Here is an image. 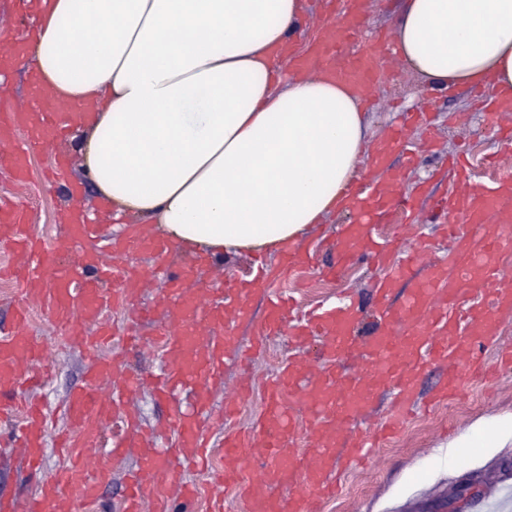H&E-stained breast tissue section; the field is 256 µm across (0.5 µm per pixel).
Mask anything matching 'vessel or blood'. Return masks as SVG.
I'll return each mask as SVG.
<instances>
[{
    "label": "vessel or blood",
    "instance_id": "1",
    "mask_svg": "<svg viewBox=\"0 0 512 512\" xmlns=\"http://www.w3.org/2000/svg\"><path fill=\"white\" fill-rule=\"evenodd\" d=\"M361 0H336V17L330 33L310 50L295 57L297 69L311 70L330 58L340 60L337 78L360 86H372L384 78L383 60L391 51L387 41L363 42ZM72 112L0 113V141L18 136L55 137L70 127ZM5 162L18 181L28 180L30 160L23 148H15ZM391 194L383 186L348 184L342 206L354 212V223L342 226L332 243L336 263L328 270L337 276L355 262L368 260L378 275L372 286V305L362 313L354 302L306 316L288 317L285 301L278 296L268 301L267 315L259 328L261 335L278 334L290 327L305 339L326 340L323 355L311 371L294 361L284 363L267 386L265 408L252 427L224 435V464L215 471L217 485L235 482L243 462H259L258 480L241 485L242 512H323L324 503L334 497L337 483L330 476L338 467L354 469L366 465L375 448L414 414V394L422 376L439 362L448 366V378L436 393L437 400H452L465 379L483 377L484 347L498 338L504 316L512 314V287L501 284V272L512 269V169L500 173L497 182L481 190H466L454 183L447 201L439 203L432 217L452 242L420 277L416 269L424 250L405 253L392 260L386 238L376 227L396 223L390 205ZM100 230L79 216L65 219V232L51 245L34 235L21 211L0 207V244L23 253L20 265L0 267V278L14 280L21 288L22 308L15 315L16 331L0 338V415L10 414L18 394L39 384L42 350L28 335L29 307H38L65 333L67 342L96 351L111 336L106 313L114 307L128 312L123 329L127 342L141 344L138 328L147 312L136 303L139 290L134 274L124 273L119 288H100L101 280L116 273L119 261L129 255L152 256L157 270L165 271L173 242L145 233L141 225L126 224L117 238L98 249ZM196 275L195 264L167 275L162 301L176 313L175 325H159L153 343L162 348L168 362L157 390L167 394L177 389H197L193 411L173 408L169 425L175 445L162 452L145 453L130 478V490L121 512H171L174 498L193 503L196 491L178 484L181 470L203 463L210 445L202 426L209 420L207 385L217 384L224 362L240 356L241 350L225 326L248 319L249 295L235 280L223 287L201 293L189 292L186 284ZM411 288L402 305L392 306L388 298L398 283ZM369 317L373 331L363 344L355 342V328ZM356 358L367 371L351 376L339 371L340 362ZM112 395L102 398L103 385ZM136 385L114 358L97 355L86 385L73 393L67 407L71 424L58 437V445L70 449L73 461L51 476L39 494L23 507L0 500V512H73L77 505L95 503L106 467L89 469L86 451L74 448L72 436L91 441L107 416L135 424L136 416L127 394ZM382 386L393 394L391 406L374 427L351 431L373 393ZM306 414V432L315 438L312 448L294 450L297 431L293 409ZM44 415L29 407L21 427L24 461L40 469L45 450Z\"/></svg>",
    "mask_w": 512,
    "mask_h": 512
}]
</instances>
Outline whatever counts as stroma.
Masks as SVG:
<instances>
[{
    "label": "stroma",
    "instance_id": "obj_1",
    "mask_svg": "<svg viewBox=\"0 0 512 512\" xmlns=\"http://www.w3.org/2000/svg\"><path fill=\"white\" fill-rule=\"evenodd\" d=\"M362 2L364 32L394 31L404 11V0ZM474 95V90L467 88L432 90L399 59H392L385 82L364 107L370 141L382 140L388 128L399 122L404 113L421 111L427 105L432 108L431 129L426 133L408 129L407 147L391 150L385 169L374 168L372 154H365L359 164L358 177L370 181L385 172L398 174L401 177L398 193L414 194L417 187H424L425 193L417 196L416 207L427 211L431 208L432 197L445 195L453 184V175L446 172L449 156L465 153L470 157L475 184L490 185L499 167L512 166V155L505 153L496 130L486 124ZM81 139V133L73 130L56 142L52 152L31 149V178L25 183L16 181L0 165V202H9L25 211L36 235L48 239L58 236L62 231V214L73 210L93 214L95 223L102 227L103 236H111L116 229L108 205L82 174ZM59 153L65 154L68 160L65 180L54 185L41 184V173ZM351 221V215L332 214L324 223L312 225L298 241L303 265L288 282L278 286L280 291L295 299L298 310L328 305L340 291L354 296L358 304L369 303V288L375 272L367 262L353 264L335 281L323 276L325 267L334 260L328 238L338 227ZM276 260L273 252L262 255L242 252L211 256L198 265V276L191 284L193 290L219 287L221 280L227 277L250 283L253 319L248 323H234L231 328L233 336L243 344H250L257 336L265 317L266 291L273 286L271 281L255 280L256 268L262 265L274 270ZM127 264L138 271L142 280L140 305L154 311L153 322L141 329L142 335L147 337L152 335L155 324L170 318L169 310L160 303L163 285L153 276V263L149 258L133 255ZM29 334L50 355L47 379L42 387L30 392L29 397L45 405L50 417L51 438L46 442L45 472L41 475L25 470L15 449L0 447V496L20 504L39 491L44 475L53 474L65 465L66 457L56 447L53 436L67 429L68 422L63 414L65 399L84 386L90 365L85 350L66 343L60 330L51 325L43 313L33 312ZM319 348V338H310L306 345L298 347L284 332L270 337L264 350L253 357L248 367L227 365L223 388L212 392L215 408H223L226 390L243 377H250L251 387L240 400L233 421L214 418L210 430L212 444L221 445L226 430L248 429L260 416L266 383L282 362L291 357L316 356ZM131 400L141 416L144 431L159 429L158 447L173 444L174 436L165 431L164 423L172 405L189 404V396L182 392L171 400L158 399L150 388L143 387ZM504 421H512V372L501 373L487 383L467 384L452 403L417 413L402 431L379 449L367 469L347 476L342 494L327 503L324 512H438L447 502L452 505L451 512H512V434L502 435L491 451L459 445L462 436ZM123 433L122 423L115 419L105 423L94 440L97 450L94 460L109 469L110 477L100 487L99 500L79 508L78 512H120L126 475L139 461V451L135 448L123 458L110 456L113 439ZM467 477L475 479L476 491L459 495L458 485Z\"/></svg>",
    "mask_w": 512,
    "mask_h": 512
}]
</instances>
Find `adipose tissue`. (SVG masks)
<instances>
[{
	"label": "adipose tissue",
	"instance_id": "obj_1",
	"mask_svg": "<svg viewBox=\"0 0 512 512\" xmlns=\"http://www.w3.org/2000/svg\"><path fill=\"white\" fill-rule=\"evenodd\" d=\"M23 63L82 117L113 223L145 218L208 255L276 250L335 213L368 148L371 95L286 76L303 0H33ZM402 62L432 89H512V0H405Z\"/></svg>",
	"mask_w": 512,
	"mask_h": 512
}]
</instances>
